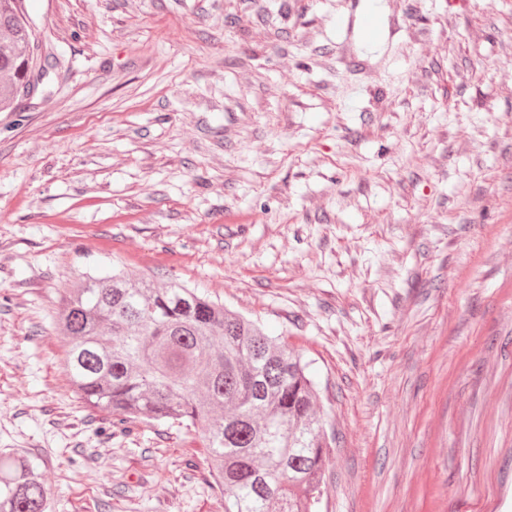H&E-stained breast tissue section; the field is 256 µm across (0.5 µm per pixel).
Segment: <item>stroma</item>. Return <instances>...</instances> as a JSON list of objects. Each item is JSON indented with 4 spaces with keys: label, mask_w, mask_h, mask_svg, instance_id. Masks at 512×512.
Segmentation results:
<instances>
[{
    "label": "stroma",
    "mask_w": 512,
    "mask_h": 512,
    "mask_svg": "<svg viewBox=\"0 0 512 512\" xmlns=\"http://www.w3.org/2000/svg\"><path fill=\"white\" fill-rule=\"evenodd\" d=\"M24 0L0 112V448L51 512H224L194 432L85 407L54 328L88 273L178 279L320 389L318 512H512V0ZM38 41L23 0H0V111L28 91V72L37 65Z\"/></svg>",
    "instance_id": "35a3bbf8"
}]
</instances>
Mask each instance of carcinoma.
Listing matches in <instances>:
<instances>
[{
  "label": "carcinoma",
  "mask_w": 512,
  "mask_h": 512,
  "mask_svg": "<svg viewBox=\"0 0 512 512\" xmlns=\"http://www.w3.org/2000/svg\"><path fill=\"white\" fill-rule=\"evenodd\" d=\"M38 41L23 0H0V111L28 92ZM64 367L85 405L197 432L224 512H317L324 429L308 363L246 319L175 280L120 270L62 296ZM39 466L0 450V512H47Z\"/></svg>",
  "instance_id": "carcinoma-1"
}]
</instances>
